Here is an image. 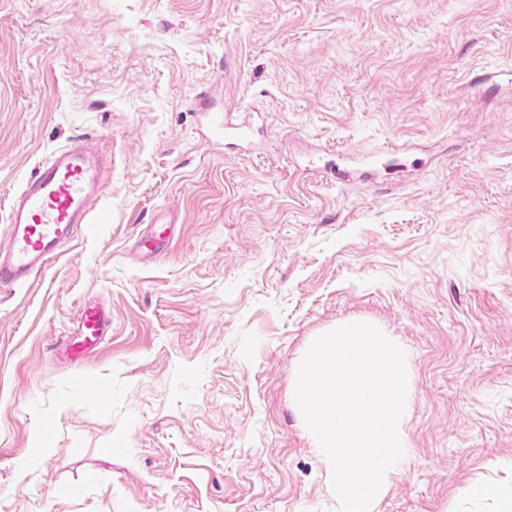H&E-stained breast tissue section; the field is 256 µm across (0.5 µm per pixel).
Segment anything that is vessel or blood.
Returning a JSON list of instances; mask_svg holds the SVG:
<instances>
[{
  "instance_id": "b4317fda",
  "label": "vessel or blood",
  "mask_w": 512,
  "mask_h": 512,
  "mask_svg": "<svg viewBox=\"0 0 512 512\" xmlns=\"http://www.w3.org/2000/svg\"><path fill=\"white\" fill-rule=\"evenodd\" d=\"M252 127L232 114L213 118L207 141L249 142ZM106 160L87 138L54 151L9 200L8 234L0 246V288L30 283L48 263L63 255L94 219L91 204L101 198ZM109 333L102 304H84L65 340L62 356L78 366L91 357Z\"/></svg>"
}]
</instances>
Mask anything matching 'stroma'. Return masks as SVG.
Instances as JSON below:
<instances>
[{"label":"stroma","instance_id":"stroma-1","mask_svg":"<svg viewBox=\"0 0 512 512\" xmlns=\"http://www.w3.org/2000/svg\"><path fill=\"white\" fill-rule=\"evenodd\" d=\"M84 135L92 232L0 288V512H336L293 382L352 322L409 369L374 512H501L467 490L512 484V0H0V236ZM253 135L252 127L245 122L237 121L232 113L226 112L224 116L213 118L208 124V133L205 135L208 142L236 141L247 143ZM108 333L109 318L104 306L96 302L84 304L63 344V358L75 367L83 364L101 347Z\"/></svg>","mask_w":512,"mask_h":512}]
</instances>
